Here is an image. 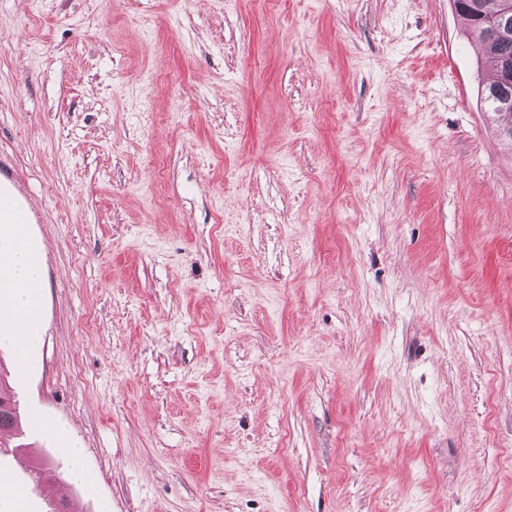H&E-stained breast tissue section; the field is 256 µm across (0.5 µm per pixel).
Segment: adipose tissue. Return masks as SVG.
<instances>
[{
    "instance_id": "1",
    "label": "adipose tissue",
    "mask_w": 512,
    "mask_h": 512,
    "mask_svg": "<svg viewBox=\"0 0 512 512\" xmlns=\"http://www.w3.org/2000/svg\"><path fill=\"white\" fill-rule=\"evenodd\" d=\"M26 225L11 211L0 212V296L20 312L15 324L0 327V337L22 338L33 347L43 334L39 296L46 286L43 251L30 244Z\"/></svg>"
}]
</instances>
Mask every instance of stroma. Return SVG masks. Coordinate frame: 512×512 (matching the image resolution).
<instances>
[{
    "label": "stroma",
    "mask_w": 512,
    "mask_h": 512,
    "mask_svg": "<svg viewBox=\"0 0 512 512\" xmlns=\"http://www.w3.org/2000/svg\"><path fill=\"white\" fill-rule=\"evenodd\" d=\"M488 79L452 0H0L32 512H512ZM26 225L16 218L13 211L0 213V299L14 312L24 314L15 324L2 328L0 340L10 336L14 345L20 337L25 343V353L39 341L43 334V316L39 296L46 288L43 250L34 247L25 234Z\"/></svg>",
    "instance_id": "1"
}]
</instances>
